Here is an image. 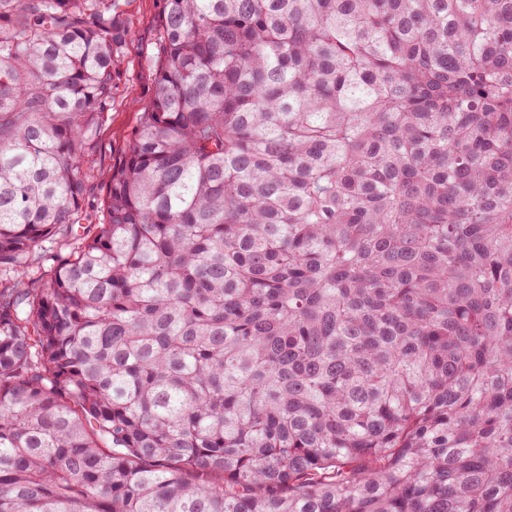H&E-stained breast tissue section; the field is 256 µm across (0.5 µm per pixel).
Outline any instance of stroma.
I'll return each instance as SVG.
<instances>
[{"instance_id":"35a3bbf8","label":"stroma","mask_w":512,"mask_h":512,"mask_svg":"<svg viewBox=\"0 0 512 512\" xmlns=\"http://www.w3.org/2000/svg\"><path fill=\"white\" fill-rule=\"evenodd\" d=\"M129 24L128 44L119 80L112 93L109 119L102 128L89 157L93 176L89 182L83 221L98 224L101 177L121 159L140 112L148 108L155 94V59L162 51L159 20L162 0H123Z\"/></svg>"}]
</instances>
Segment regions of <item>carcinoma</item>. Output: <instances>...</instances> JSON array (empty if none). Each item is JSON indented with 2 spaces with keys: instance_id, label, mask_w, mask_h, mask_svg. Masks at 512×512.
<instances>
[{
  "instance_id": "obj_1",
  "label": "carcinoma",
  "mask_w": 512,
  "mask_h": 512,
  "mask_svg": "<svg viewBox=\"0 0 512 512\" xmlns=\"http://www.w3.org/2000/svg\"><path fill=\"white\" fill-rule=\"evenodd\" d=\"M128 34L0 0V512H512V0H163L79 234ZM129 24L128 44L119 80L112 92L109 119L102 128L89 157L90 179L83 209L82 224H100L101 177L123 156L139 117L153 101L155 94V59L162 52L159 20L162 0H121Z\"/></svg>"
}]
</instances>
